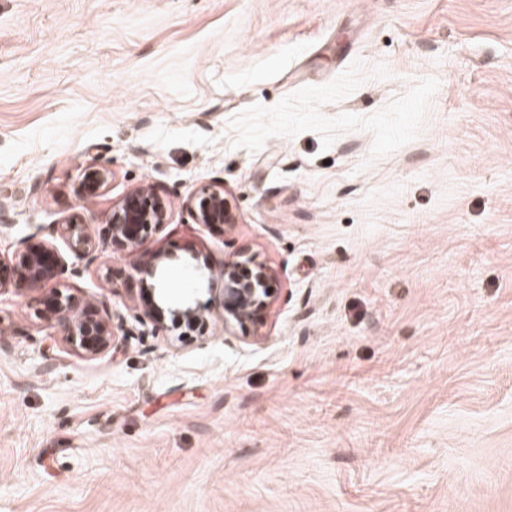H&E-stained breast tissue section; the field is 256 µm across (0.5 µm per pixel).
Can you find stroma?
I'll use <instances>...</instances> for the list:
<instances>
[{"label": "stroma", "instance_id": "1", "mask_svg": "<svg viewBox=\"0 0 512 512\" xmlns=\"http://www.w3.org/2000/svg\"><path fill=\"white\" fill-rule=\"evenodd\" d=\"M0 208L4 259L88 224L57 284L123 319L88 358L0 290V512H512V0H0ZM190 240L272 269L261 338ZM159 244L204 331L140 323ZM112 177V172L98 165H88L82 171V188L93 194H97ZM192 224H232L233 218L224 197V184L212 182L203 185L188 206ZM167 199L154 188L132 190L112 206L107 220L111 244L133 254L144 240L171 224Z\"/></svg>", "mask_w": 512, "mask_h": 512}]
</instances>
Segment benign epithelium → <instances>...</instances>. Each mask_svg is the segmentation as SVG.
I'll return each instance as SVG.
<instances>
[{"mask_svg":"<svg viewBox=\"0 0 512 512\" xmlns=\"http://www.w3.org/2000/svg\"><path fill=\"white\" fill-rule=\"evenodd\" d=\"M112 177L104 167L91 164L82 171V188L98 193ZM189 217L195 224L220 225L233 221L224 197V184L212 182L203 185L188 206ZM171 211L167 199L155 189L141 188L128 192L112 205L108 217L107 234L111 244L128 254L138 250L144 240L170 224ZM51 233L66 241L79 259L92 263L96 258L97 242L86 232L85 225L72 217L49 228ZM177 256L159 249L147 265H136L133 270L149 291L147 317L154 326L166 314L188 324L204 326L205 315L189 296H177L169 285L168 273ZM62 262L53 240L37 246H27L18 261L0 275V289L26 286L41 289L62 274ZM201 281H210L218 275L224 279V326L250 329L260 336L264 318L272 304L270 281L272 271L256 261L252 255L236 254L224 261L220 271L205 264L197 268ZM40 316L49 326L63 329L64 341L86 357H96L113 344L114 314L95 306L75 311L70 295L60 288H51L40 297Z\"/></svg>","mask_w":512,"mask_h":512,"instance_id":"1","label":"benign epithelium"}]
</instances>
